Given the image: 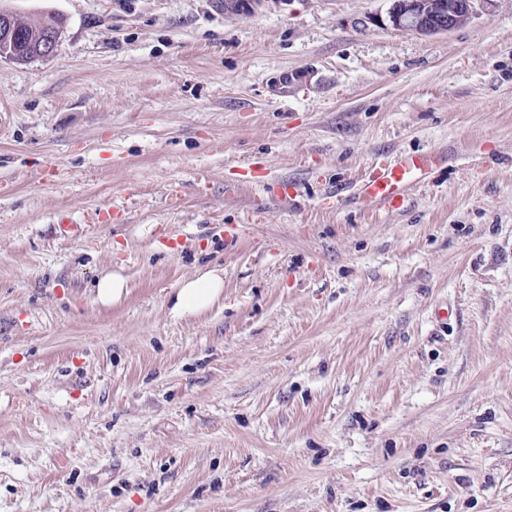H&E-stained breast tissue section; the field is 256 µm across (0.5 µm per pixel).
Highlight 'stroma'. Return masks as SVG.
<instances>
[{
  "label": "stroma",
  "instance_id": "1",
  "mask_svg": "<svg viewBox=\"0 0 512 512\" xmlns=\"http://www.w3.org/2000/svg\"><path fill=\"white\" fill-rule=\"evenodd\" d=\"M391 4L0 0V512H512V0ZM476 0H393L392 27L421 34L447 32L468 22ZM61 19L58 16L48 15L46 19L38 24L32 25L26 22L23 18L16 16L15 24L13 20V13L9 10L1 9L0 11V58H8L11 60H17V62H28L30 59L24 54H20L18 59L17 48L19 46L18 37L19 34L16 28L21 31L24 35V46L28 47V44L37 43L42 35L47 31L48 28L57 26L60 27ZM62 20V19H61ZM20 47V48H21ZM432 161L424 154H405L375 167L360 186V196L373 200L384 209L399 210L406 201L412 178L423 176ZM224 292L223 277L216 271L187 280L178 288L173 311L178 314L197 313L214 304ZM96 288L97 300L102 305H111L122 297L125 282L118 275L108 274L99 279Z\"/></svg>",
  "mask_w": 512,
  "mask_h": 512
}]
</instances>
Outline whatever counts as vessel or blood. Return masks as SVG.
Segmentation results:
<instances>
[{
	"label": "vessel or blood",
	"mask_w": 512,
	"mask_h": 512,
	"mask_svg": "<svg viewBox=\"0 0 512 512\" xmlns=\"http://www.w3.org/2000/svg\"><path fill=\"white\" fill-rule=\"evenodd\" d=\"M432 165L424 154H405L375 167L360 186L362 197L373 200L382 208L401 209L406 201V190L412 180L423 176Z\"/></svg>",
	"instance_id": "vessel-or-blood-1"
}]
</instances>
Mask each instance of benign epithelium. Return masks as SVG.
I'll list each match as a JSON object with an SVG mask.
<instances>
[{"mask_svg":"<svg viewBox=\"0 0 512 512\" xmlns=\"http://www.w3.org/2000/svg\"><path fill=\"white\" fill-rule=\"evenodd\" d=\"M475 0H393L388 12L392 27L421 34H436L452 30L470 19ZM19 34L15 29L13 13L0 11V58L17 59ZM60 42L56 31L38 46L30 58H44L55 53Z\"/></svg>","mask_w":512,"mask_h":512,"instance_id":"benign-epithelium-1","label":"benign epithelium"}]
</instances>
